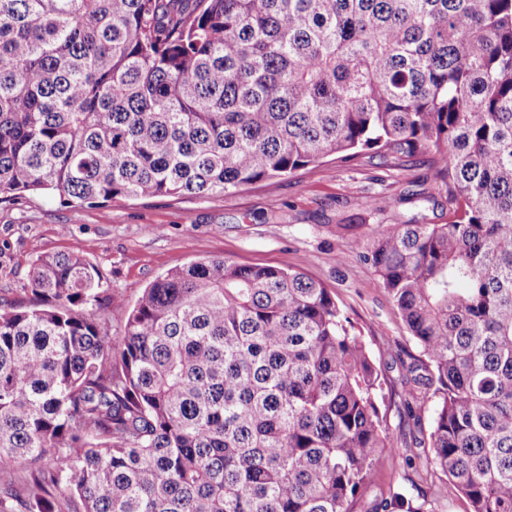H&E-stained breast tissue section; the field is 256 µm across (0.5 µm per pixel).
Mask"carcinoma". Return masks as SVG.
<instances>
[{
	"label": "carcinoma",
	"instance_id": "carcinoma-1",
	"mask_svg": "<svg viewBox=\"0 0 512 512\" xmlns=\"http://www.w3.org/2000/svg\"><path fill=\"white\" fill-rule=\"evenodd\" d=\"M367 151L419 158L446 224L371 265L436 404L421 482L512 512V0H0V203L210 197ZM0 301V512H433L364 495L383 380L328 288L206 259L112 334L83 255Z\"/></svg>",
	"mask_w": 512,
	"mask_h": 512
}]
</instances>
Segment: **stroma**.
<instances>
[{
    "label": "stroma",
    "instance_id": "stroma-1",
    "mask_svg": "<svg viewBox=\"0 0 512 512\" xmlns=\"http://www.w3.org/2000/svg\"><path fill=\"white\" fill-rule=\"evenodd\" d=\"M444 224V185L421 163L396 166L374 158L358 166L334 161L208 198L115 199L71 207L52 196L0 203V299L29 306L31 263L42 255L75 254L98 265L111 288L112 330L120 332L144 288L167 271L207 258L286 267L321 282L360 330L386 379L419 357L374 270L356 255L381 224ZM387 424L398 454L385 458L368 488L373 501L389 491L438 501V512H468L448 480L418 484L425 465L420 442L429 430L433 398L404 413L399 395L387 399Z\"/></svg>",
    "mask_w": 512,
    "mask_h": 512
}]
</instances>
